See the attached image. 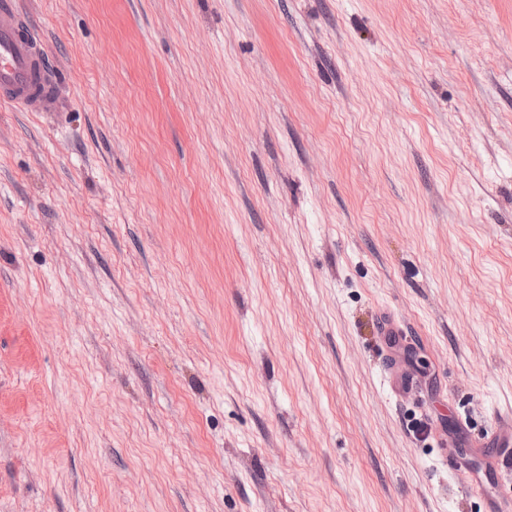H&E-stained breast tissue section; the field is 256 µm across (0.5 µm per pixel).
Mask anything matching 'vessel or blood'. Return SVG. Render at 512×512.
<instances>
[{
	"label": "vessel or blood",
	"mask_w": 512,
	"mask_h": 512,
	"mask_svg": "<svg viewBox=\"0 0 512 512\" xmlns=\"http://www.w3.org/2000/svg\"><path fill=\"white\" fill-rule=\"evenodd\" d=\"M48 73L32 25L14 0H0V101L21 108L35 105L46 111L59 107L51 88L35 93L36 76Z\"/></svg>",
	"instance_id": "b4317fda"
}]
</instances>
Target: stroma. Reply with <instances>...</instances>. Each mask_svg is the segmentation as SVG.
I'll list each match as a JSON object with an SVG mask.
<instances>
[{"label": "stroma", "instance_id": "35a3bbf8", "mask_svg": "<svg viewBox=\"0 0 512 512\" xmlns=\"http://www.w3.org/2000/svg\"><path fill=\"white\" fill-rule=\"evenodd\" d=\"M21 7L0 512L512 504V0ZM47 73L48 67L30 22L14 2L0 3L1 103L18 108L37 105L45 111H56L59 103L51 85L44 81ZM37 75L44 85L41 95L33 90Z\"/></svg>", "mask_w": 512, "mask_h": 512}]
</instances>
